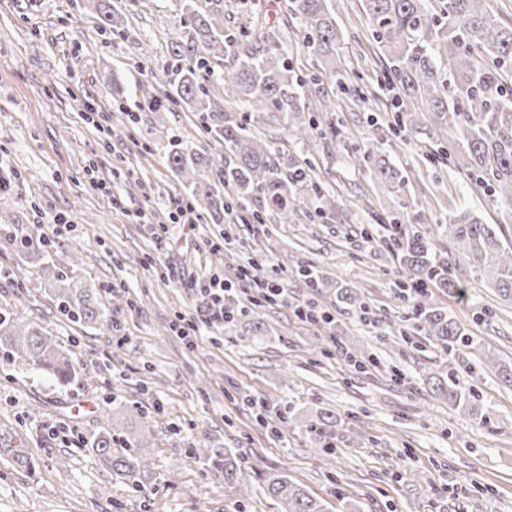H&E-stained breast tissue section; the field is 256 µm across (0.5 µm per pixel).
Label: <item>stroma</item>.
Returning a JSON list of instances; mask_svg holds the SVG:
<instances>
[{"label": "stroma", "mask_w": 512, "mask_h": 512, "mask_svg": "<svg viewBox=\"0 0 512 512\" xmlns=\"http://www.w3.org/2000/svg\"><path fill=\"white\" fill-rule=\"evenodd\" d=\"M343 30L338 53L346 74L337 84L288 26V0H256L251 32L277 28L294 69L316 77L337 97L336 141H319L316 180L333 190L336 207L311 218L313 194L298 188L289 223L263 207L265 225L227 215L224 224H173V243L159 254L153 224L138 210L165 217L168 194L182 186L166 164L173 138L224 163V149L210 140L196 113L144 108L147 69L161 70L183 35L182 0H113L126 18V36L102 32L98 15L81 0H0V169L11 174L0 190V222L23 232L39 225L49 244L32 260L0 244V307L39 323L73 351L77 379L60 385L0 351V425L14 430L33 472L0 460V512H280L263 491L269 469L288 473L326 512H512V386L484 366L486 354L512 365V303L462 269L466 295L433 291L432 301L469 332L470 345L452 360L424 344L388 347L379 334L410 315L411 303L395 298V262L387 232L372 212L399 216L407 228L440 237L451 213L472 210L486 223H505L512 209H494L453 165L429 181L432 206L413 216L400 196L383 193L357 159L385 136L371 126V103L355 90L389 100L377 83L379 63L369 43L361 0H334ZM124 92V111L113 108V89ZM427 139L394 145L391 161L412 180L430 170ZM110 186L112 196L96 190ZM230 234L220 252L209 241ZM281 272L284 298L265 310L264 334L238 316L219 328L201 327L194 344L168 331L175 315L194 308L187 284L162 280L150 262L184 268L192 279L215 271L233 274L255 255ZM311 262L329 280L361 290L372 322L337 304L331 289L305 288L300 265ZM66 270L90 289L112 322L73 323L50 296L45 266ZM316 301L328 308L332 329L299 321L293 304ZM492 308L483 316L482 308ZM371 352L380 369L358 374L340 350ZM455 369L476 387L487 415L475 425L429 387ZM113 419H146L152 429L141 491L112 475L89 444ZM292 414L288 434L259 424L263 405ZM335 412L340 435L325 457L308 432L319 410ZM68 428L66 438L55 432ZM232 451L243 459L249 492L239 497L223 471L194 451ZM418 470L416 482L404 481ZM344 487L348 500L336 499Z\"/></svg>", "instance_id": "obj_1"}]
</instances>
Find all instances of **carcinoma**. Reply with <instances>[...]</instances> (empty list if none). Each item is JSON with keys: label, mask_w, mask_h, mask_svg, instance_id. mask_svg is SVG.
<instances>
[{"label": "carcinoma", "mask_w": 512, "mask_h": 512, "mask_svg": "<svg viewBox=\"0 0 512 512\" xmlns=\"http://www.w3.org/2000/svg\"><path fill=\"white\" fill-rule=\"evenodd\" d=\"M201 0H185L186 16L181 42L171 51L163 69L173 87L166 105L147 88L145 100L155 112L169 105L186 106L213 142L224 145V169L195 148L172 141L167 165L182 180L193 212L215 224L224 214L237 213L246 224L264 223L252 202L265 201L288 223L290 204L298 186L314 171L311 159L285 175L275 149L253 130L251 123L282 126L311 149L317 139L335 140L333 122L337 102L320 93L313 78H303L290 63L277 32L256 37L245 29L224 24L220 0L200 7ZM369 20L370 44L382 61L380 81L395 90L392 130L421 134L438 147L435 160L449 162L489 197L495 206L512 207V17L491 8L488 0H363ZM102 18V29L124 31L121 14L110 0H90ZM288 11L303 32L307 51L321 58L330 75H341L336 53L341 29L333 0H289ZM231 61L234 72L224 77L213 62ZM224 81V97L213 91ZM391 149L383 140L357 159L387 193H398L409 179L386 156ZM229 186L224 196L219 187ZM386 226L397 259V294L417 300L412 329L396 328L405 343L416 345L425 337L444 352L468 346L466 330L440 306L428 302L437 288L450 295L464 294L457 276L459 262L471 265L490 279L501 297L512 300V229L488 224L464 210L448 216V245L418 231L410 232L392 216L375 214ZM5 242L29 257L45 253L46 242L33 227L17 237L4 234ZM53 299L59 312L73 322L109 319L87 291L78 288L64 271L51 269ZM336 303L361 312L364 299L356 288L336 286ZM0 346L11 359L18 358L31 370L67 385L78 375L68 351L36 323H25L8 310L0 311ZM431 390L448 405L482 425L479 395L459 386L456 377H440ZM151 430L145 422L135 427L114 424L91 442V450L112 474L138 479L146 468L145 450ZM9 456L17 469L30 472L34 463L13 432L0 428V457ZM224 482L238 485L241 465L224 451ZM266 494L281 512H325L322 501L282 472L265 478Z\"/></svg>", "instance_id": "1"}]
</instances>
